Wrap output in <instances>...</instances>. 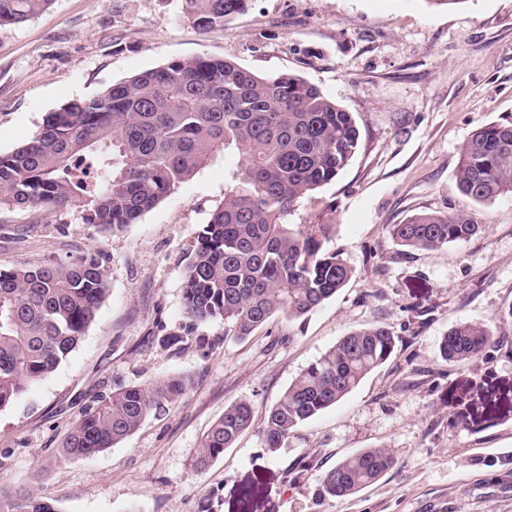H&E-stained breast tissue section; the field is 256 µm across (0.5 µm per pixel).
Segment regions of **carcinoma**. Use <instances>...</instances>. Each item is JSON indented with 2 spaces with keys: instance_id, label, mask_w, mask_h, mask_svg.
Segmentation results:
<instances>
[{
  "instance_id": "1",
  "label": "carcinoma",
  "mask_w": 512,
  "mask_h": 512,
  "mask_svg": "<svg viewBox=\"0 0 512 512\" xmlns=\"http://www.w3.org/2000/svg\"><path fill=\"white\" fill-rule=\"evenodd\" d=\"M184 18L203 31L247 9L249 0H180ZM52 0H0V25L21 24ZM352 113L300 76H261L206 55L171 61L76 98L49 113L40 130L0 155V207L78 209L87 224L119 229L154 208L217 154L240 161L224 202L188 251L184 308L193 324L221 319L224 335L245 337L277 313L300 318L335 296L353 269L323 250L327 225L293 228L297 202L335 179L358 151ZM466 204L420 212L390 225L393 243L436 250L482 229L475 206L512 195V124L476 129L456 174ZM106 292L93 257L52 266L0 270V409L51 374L81 341ZM398 337L373 324L341 337L269 409L260 430L270 453L295 429L351 393L393 354ZM494 342L485 322L452 326L445 360L468 364ZM187 376L131 387L84 412L63 454L81 457L131 436L150 415L189 391ZM247 402L224 411L204 436L195 466L206 469L252 426ZM396 465L389 449L365 448L321 479L319 495L345 497ZM0 512H56L29 489L0 497Z\"/></svg>"
}]
</instances>
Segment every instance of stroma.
Instances as JSON below:
<instances>
[{"mask_svg":"<svg viewBox=\"0 0 512 512\" xmlns=\"http://www.w3.org/2000/svg\"><path fill=\"white\" fill-rule=\"evenodd\" d=\"M198 55L298 75L352 112L356 156L288 221L327 225L324 250L354 274L308 315L277 314L244 339L220 320L191 324L187 251L224 201L234 156H216L119 230L71 209L0 208V269L92 256L107 280L78 346L0 409V492L30 488L57 512H512V197L478 206L483 231L467 242L403 254L389 232L462 206V145L512 122V0H250L212 32L178 0H53L0 25V154L72 99ZM462 322L495 336L464 366L440 351ZM373 324L398 336L392 357L266 453L268 409L339 338ZM178 375L191 377L189 393L131 437L63 455L82 411ZM241 401L252 428L197 470L203 436ZM380 446L392 470L354 495L318 498L325 471Z\"/></svg>","mask_w":512,"mask_h":512,"instance_id":"35a3bbf8","label":"stroma"}]
</instances>
